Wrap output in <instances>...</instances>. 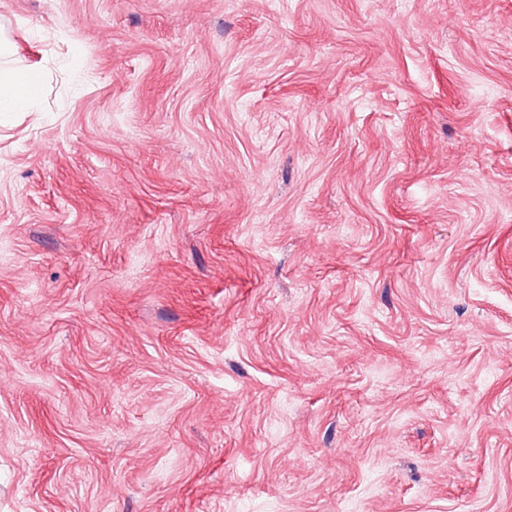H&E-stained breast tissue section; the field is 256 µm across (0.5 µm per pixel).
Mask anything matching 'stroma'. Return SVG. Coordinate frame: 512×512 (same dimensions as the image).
<instances>
[{
  "instance_id": "1",
  "label": "stroma",
  "mask_w": 512,
  "mask_h": 512,
  "mask_svg": "<svg viewBox=\"0 0 512 512\" xmlns=\"http://www.w3.org/2000/svg\"><path fill=\"white\" fill-rule=\"evenodd\" d=\"M0 32V512H512V0ZM39 92V73L0 70V112H34Z\"/></svg>"
}]
</instances>
